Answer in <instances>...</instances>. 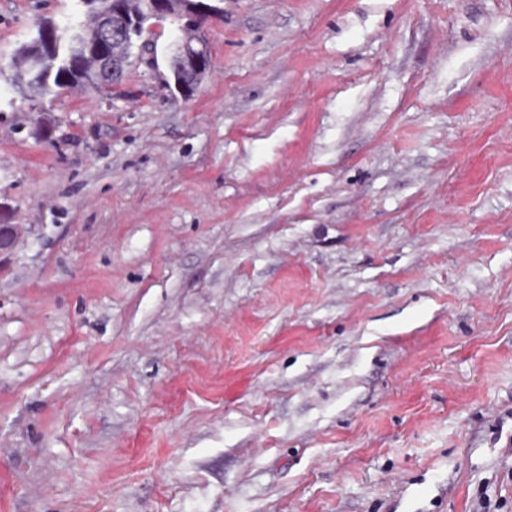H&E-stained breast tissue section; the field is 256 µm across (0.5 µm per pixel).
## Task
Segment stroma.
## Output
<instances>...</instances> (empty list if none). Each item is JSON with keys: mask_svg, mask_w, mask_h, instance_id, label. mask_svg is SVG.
Listing matches in <instances>:
<instances>
[{"mask_svg": "<svg viewBox=\"0 0 512 512\" xmlns=\"http://www.w3.org/2000/svg\"><path fill=\"white\" fill-rule=\"evenodd\" d=\"M216 6L40 96L0 0V512H512V0Z\"/></svg>", "mask_w": 512, "mask_h": 512, "instance_id": "1", "label": "stroma"}]
</instances>
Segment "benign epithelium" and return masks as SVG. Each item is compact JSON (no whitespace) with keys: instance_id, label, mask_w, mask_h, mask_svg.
<instances>
[{"instance_id":"benign-epithelium-1","label":"benign epithelium","mask_w":512,"mask_h":512,"mask_svg":"<svg viewBox=\"0 0 512 512\" xmlns=\"http://www.w3.org/2000/svg\"><path fill=\"white\" fill-rule=\"evenodd\" d=\"M85 5L93 11L99 31L95 46L99 74L110 85L120 84L135 54H119L107 51L105 47L125 45L132 34L141 35L168 20H177L181 25L161 48L151 50L154 67H159L158 60H163L166 70L164 84L174 86L183 98L188 99L210 73L208 57L211 52L201 28L204 20L216 16V8L205 0H131L117 7L102 0L94 4L87 0ZM55 30L56 25L51 22L41 25L40 34L21 50L34 55L41 52L42 43L50 41V34ZM14 228V224H0L1 256L11 252L17 244Z\"/></svg>"}]
</instances>
